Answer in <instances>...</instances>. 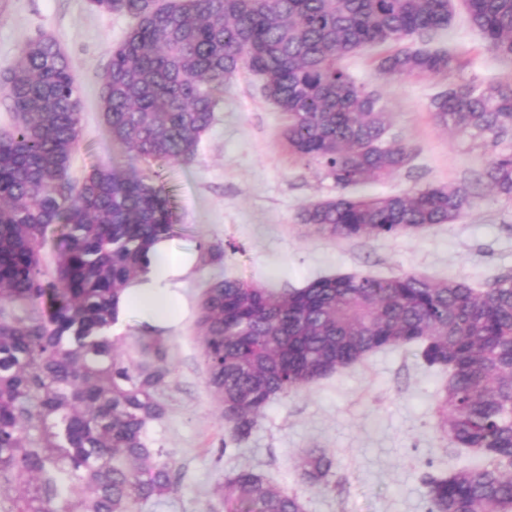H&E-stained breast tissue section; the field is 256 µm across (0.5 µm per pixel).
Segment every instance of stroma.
Here are the masks:
<instances>
[{
  "label": "stroma",
  "mask_w": 512,
  "mask_h": 512,
  "mask_svg": "<svg viewBox=\"0 0 512 512\" xmlns=\"http://www.w3.org/2000/svg\"><path fill=\"white\" fill-rule=\"evenodd\" d=\"M133 24L128 16L97 10L92 0H0V74L29 40L45 36L64 50L81 88L74 179L94 165L127 160L126 148L103 123L99 80ZM409 45L447 52L462 66L447 76L390 80L375 71L383 48L343 61L356 82L380 97L389 114V138L410 154L395 175L349 193L379 196L454 184L472 206L452 223L418 235L340 241L299 224L300 206L335 197L336 185L323 170L288 152L281 136L284 115L266 98L262 79L246 70L226 87L191 162L137 161L138 174L160 179L172 199L179 231L174 248L224 251L220 262L198 263L186 278L185 314L160 333L172 363L163 392L169 412L149 436L153 447L175 461L180 482L174 493L142 512H224L216 486L226 470L244 466L297 494L305 512H429L425 474L475 464L471 452L451 447L438 428L437 392L446 372L427 367L414 346L376 351L272 402L246 444L225 447L224 419L206 387L196 327L202 291L223 275L299 289L325 276L413 272L437 281L463 280L480 290L512 276V200L496 195L481 176L497 150L512 149V131L498 140L457 136L429 110L433 97L452 82L512 83V60L491 51L460 10L447 28L413 37ZM311 448L334 456L330 485L299 479L297 465Z\"/></svg>",
  "instance_id": "1"
}]
</instances>
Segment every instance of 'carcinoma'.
<instances>
[{
  "label": "carcinoma",
  "mask_w": 512,
  "mask_h": 512,
  "mask_svg": "<svg viewBox=\"0 0 512 512\" xmlns=\"http://www.w3.org/2000/svg\"><path fill=\"white\" fill-rule=\"evenodd\" d=\"M137 19L101 77L100 110L131 159L186 163L213 123L224 87L242 69L259 75L288 120L289 152L324 170L340 193L310 202L299 223L338 240L416 235L455 221L471 201L434 185L353 198L350 187L388 178L408 162L386 139L380 98L340 61L366 46L392 50L379 76L447 75L446 52L401 43L448 27L451 0H92ZM470 25L512 58V0H462ZM0 96L14 122L0 134V512H136L175 492V462L152 447L166 418L170 369L163 346L125 357L109 330L121 292L150 247L178 235L164 187L131 165L93 166L70 178L82 102L69 61L50 38L29 41ZM459 135L512 127V84L452 83L430 102ZM485 176L512 199V151ZM55 238L53 266L41 249ZM207 387L231 442L248 440L275 400L385 348L416 345L430 368L449 370L438 393L449 445L481 465L424 477L429 512H502L512 504V277L480 291L416 273L344 274L278 290L217 278L197 321ZM300 477L329 485L333 456L312 450ZM224 512H304L298 495L242 467L219 485Z\"/></svg>",
  "instance_id": "cac0c4a2"
}]
</instances>
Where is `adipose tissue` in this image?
<instances>
[{
	"label": "adipose tissue",
	"mask_w": 512,
	"mask_h": 512,
	"mask_svg": "<svg viewBox=\"0 0 512 512\" xmlns=\"http://www.w3.org/2000/svg\"><path fill=\"white\" fill-rule=\"evenodd\" d=\"M196 261L195 254L177 251L169 241L155 242L144 272L120 297V315L136 314L154 328L177 324L183 313L178 288Z\"/></svg>",
	"instance_id": "adipose-tissue-1"
}]
</instances>
